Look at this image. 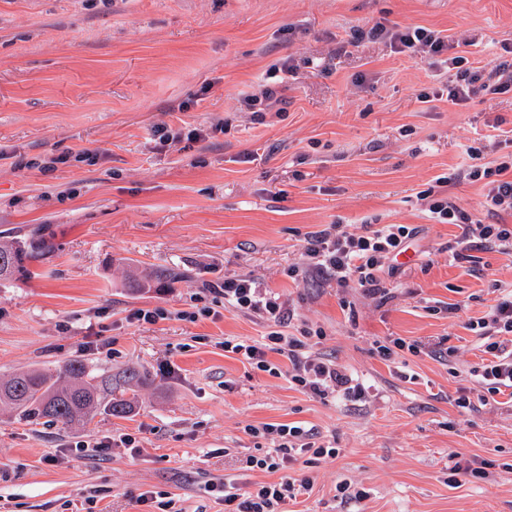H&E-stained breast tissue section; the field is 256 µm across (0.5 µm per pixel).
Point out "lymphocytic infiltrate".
Segmentation results:
<instances>
[{
	"mask_svg": "<svg viewBox=\"0 0 512 512\" xmlns=\"http://www.w3.org/2000/svg\"><path fill=\"white\" fill-rule=\"evenodd\" d=\"M369 34L431 57L447 55V63L455 71L448 86L451 104H465L472 94L479 91L487 95L512 91V69L507 64L497 66V79L480 80L477 68L469 66L466 57L448 56L447 40L425 28L402 30L377 23L370 28ZM466 152L470 163L464 176L473 182L484 181L486 205L491 215L512 213V160L489 165L483 161L481 148L470 146ZM451 182V177H440L435 187L422 191L421 197L426 200L428 211L436 223L453 224L461 230L459 237L448 247L452 260H467L469 251L483 247L512 252L511 224H499L495 220L483 223L473 219L452 197L437 196V188ZM417 234V228L410 224H369L361 233L349 232L343 224H331L306 237L302 261L289 267L288 275L297 279L319 274L334 280L338 287L360 290L362 295L370 298H383L389 293V278L397 273V257L407 250ZM220 290L225 303L259 315L274 326L265 342L251 344L228 339L224 342L225 351L242 355L253 368L274 375L279 369L269 356L277 354L288 360L289 380L303 391L322 398L334 394L354 405L368 401V389L344 366L317 354H304L306 339L323 338L322 329L306 328L298 337L282 333V326L293 320V311L263 292L251 278H226ZM466 327L483 338L488 360L471 370L476 383L483 387V394L473 398L464 392L454 400L455 406L464 413L487 405L491 396L512 392V290L497 297L485 316L468 320ZM247 431L252 437L267 440L269 448L263 455L248 456L246 468L277 472L281 478L276 482L254 483L251 489L243 492L231 485L221 486L224 512H283L284 505L311 488L309 479L285 476L288 465L307 454L325 459L336 457L338 453L337 448L311 427L264 424L248 426Z\"/></svg>",
	"mask_w": 512,
	"mask_h": 512,
	"instance_id": "obj_1",
	"label": "lymphocytic infiltrate"
}]
</instances>
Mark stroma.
I'll list each match as a JSON object with an SVG mask.
<instances>
[{
    "label": "stroma",
    "instance_id": "obj_1",
    "mask_svg": "<svg viewBox=\"0 0 512 512\" xmlns=\"http://www.w3.org/2000/svg\"><path fill=\"white\" fill-rule=\"evenodd\" d=\"M370 21L441 33L488 68L512 45V0H0V238L39 242L0 286V379L79 359L131 403L73 425L0 412V512H160V492L173 512H224L212 485L277 479L244 468L246 428L266 423L339 450L289 466L312 489L286 512H512V406L452 402L486 359L465 319L512 283V254L450 261L459 228L418 198L466 168V146L512 153V92L451 105L443 64L357 36ZM273 83L282 103L250 109ZM162 126L184 139L160 144ZM367 222L421 229L386 300L288 277L308 233ZM232 276L290 305L289 333L323 329L313 352L367 403L298 389L286 359L272 375L225 352L273 329L211 292ZM460 300L465 317H448ZM387 336L457 354L389 363L373 350ZM454 462L488 476L453 483ZM344 480L367 499L341 502Z\"/></svg>",
    "mask_w": 512,
    "mask_h": 512
}]
</instances>
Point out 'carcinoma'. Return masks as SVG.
<instances>
[{
  "label": "carcinoma",
  "instance_id": "carcinoma-1",
  "mask_svg": "<svg viewBox=\"0 0 512 512\" xmlns=\"http://www.w3.org/2000/svg\"><path fill=\"white\" fill-rule=\"evenodd\" d=\"M36 245L33 238L0 244V282L24 270V262ZM4 409L29 423L46 418L70 425L88 420L100 409L122 416L128 413L129 403L123 399L103 402L95 376L82 361L71 360L53 373L29 370L7 380L0 379V410Z\"/></svg>",
  "mask_w": 512,
  "mask_h": 512
}]
</instances>
